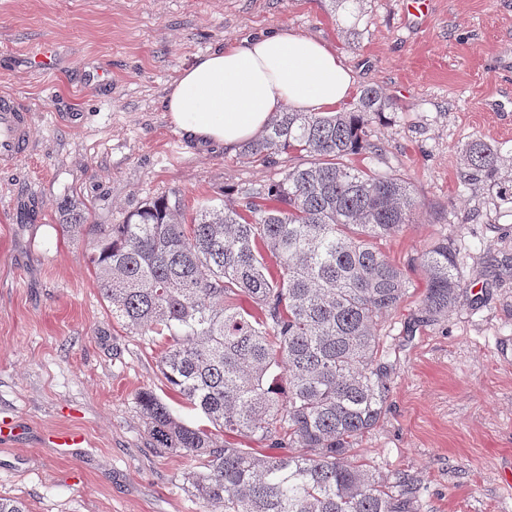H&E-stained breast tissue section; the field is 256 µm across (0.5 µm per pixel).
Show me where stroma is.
Segmentation results:
<instances>
[{
  "label": "stroma",
  "mask_w": 512,
  "mask_h": 512,
  "mask_svg": "<svg viewBox=\"0 0 512 512\" xmlns=\"http://www.w3.org/2000/svg\"><path fill=\"white\" fill-rule=\"evenodd\" d=\"M274 29L335 48L390 101L367 127L381 156L350 163L402 175L419 204L380 244L412 286L381 325L389 408L358 456L408 481L415 512H512V203L460 178L481 141L512 180V0H428L422 19L404 0H0V96L31 115L28 151L0 168V420L14 428L0 497L28 512H222L191 488L197 460L152 446L139 391L205 420L164 385L161 344L113 319L91 239L63 232L61 205L121 224L174 191L231 204L281 180L293 155L194 144L163 105L196 56ZM442 238L466 285L447 320L423 323L420 256Z\"/></svg>",
  "instance_id": "obj_1"
}]
</instances>
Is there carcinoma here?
Masks as SVG:
<instances>
[{
	"mask_svg": "<svg viewBox=\"0 0 512 512\" xmlns=\"http://www.w3.org/2000/svg\"><path fill=\"white\" fill-rule=\"evenodd\" d=\"M389 108L366 86L349 112L277 113L243 153L288 151L298 162L233 205L208 199L188 218L174 191L124 224L72 216L63 225L93 235L95 279L112 317L164 340L166 385L214 427H193L153 391L138 393L153 447L199 460L191 484L224 512H412L405 484L393 494L356 454L391 392L380 325L411 288L376 246L412 223L409 183L346 162L379 151L366 128ZM499 159L495 147L469 145L461 180L496 181ZM421 266V318L446 319L465 286L456 251L440 240ZM275 370L284 395L268 383ZM230 434L284 452L235 448L222 439Z\"/></svg>",
	"mask_w": 512,
	"mask_h": 512,
	"instance_id": "carcinoma-1",
	"label": "carcinoma"
}]
</instances>
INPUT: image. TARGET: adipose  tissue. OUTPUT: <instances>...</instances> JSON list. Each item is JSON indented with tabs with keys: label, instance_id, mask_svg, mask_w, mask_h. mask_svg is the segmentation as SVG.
I'll return each mask as SVG.
<instances>
[{
	"label": "adipose tissue",
	"instance_id": "adipose-tissue-1",
	"mask_svg": "<svg viewBox=\"0 0 512 512\" xmlns=\"http://www.w3.org/2000/svg\"><path fill=\"white\" fill-rule=\"evenodd\" d=\"M355 91L335 50L281 29L197 56L170 84L164 106L169 122L196 143L232 151L276 113L341 110Z\"/></svg>",
	"mask_w": 512,
	"mask_h": 512
}]
</instances>
